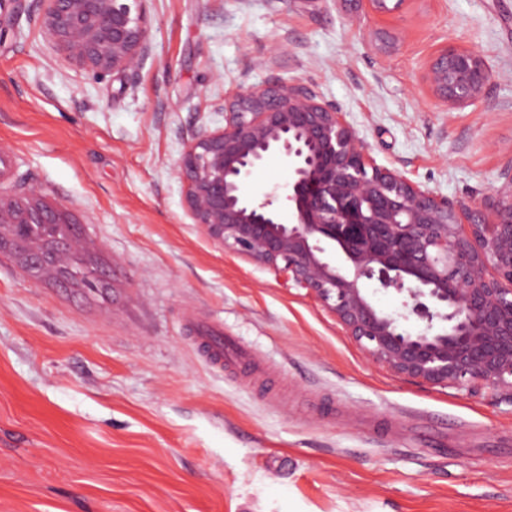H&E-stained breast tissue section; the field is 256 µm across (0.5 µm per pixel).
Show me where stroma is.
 <instances>
[{"label": "stroma", "mask_w": 512, "mask_h": 512, "mask_svg": "<svg viewBox=\"0 0 512 512\" xmlns=\"http://www.w3.org/2000/svg\"><path fill=\"white\" fill-rule=\"evenodd\" d=\"M30 6L8 0L0 25V190L62 204L110 280L63 288L0 251V512H512V405L373 362L305 289L193 224L177 175L225 92L281 77L336 103L377 164L458 204L494 196L512 0H146L150 57L101 80ZM383 30L401 36L388 52ZM447 46L489 67L476 104L425 82ZM200 322L263 377L211 366Z\"/></svg>", "instance_id": "1"}]
</instances>
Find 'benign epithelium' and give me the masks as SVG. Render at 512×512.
Masks as SVG:
<instances>
[{
    "label": "benign epithelium",
    "instance_id": "1",
    "mask_svg": "<svg viewBox=\"0 0 512 512\" xmlns=\"http://www.w3.org/2000/svg\"><path fill=\"white\" fill-rule=\"evenodd\" d=\"M143 2L34 0L33 12L63 62L103 77L149 55ZM358 2L379 14L406 0ZM491 77L480 55L452 47L425 74L450 108L482 98ZM272 154L286 163L285 190L247 195L245 184ZM177 175L192 223L306 289L374 361L435 387L492 386L512 402V166L495 196L454 204L378 165L342 110L310 85L276 79L225 94L224 127L202 124L191 134ZM70 223L62 205L35 189L0 193V247L35 278L58 274L83 252V238L52 256L25 228ZM368 281L403 296L402 312L379 308ZM411 318L424 327L408 330Z\"/></svg>",
    "mask_w": 512,
    "mask_h": 512
}]
</instances>
